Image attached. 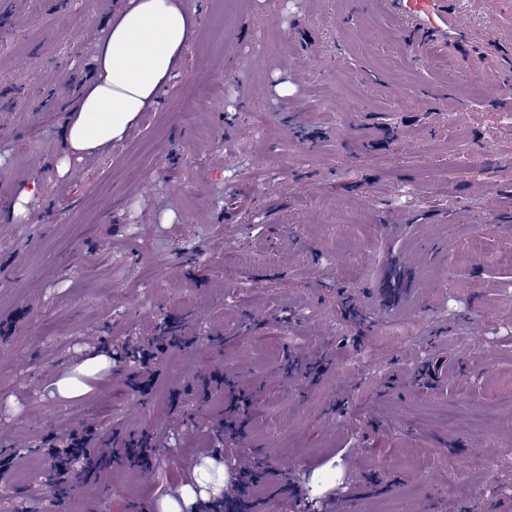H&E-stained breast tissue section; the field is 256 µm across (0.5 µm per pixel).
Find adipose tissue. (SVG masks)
Segmentation results:
<instances>
[{"label": "adipose tissue", "instance_id": "obj_1", "mask_svg": "<svg viewBox=\"0 0 512 512\" xmlns=\"http://www.w3.org/2000/svg\"><path fill=\"white\" fill-rule=\"evenodd\" d=\"M198 19L186 0H122L96 46L97 79L82 91L64 137L77 154L103 153L153 111L175 79Z\"/></svg>", "mask_w": 512, "mask_h": 512}]
</instances>
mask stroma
<instances>
[{
    "label": "stroma",
    "mask_w": 512,
    "mask_h": 512,
    "mask_svg": "<svg viewBox=\"0 0 512 512\" xmlns=\"http://www.w3.org/2000/svg\"><path fill=\"white\" fill-rule=\"evenodd\" d=\"M195 2L160 107L80 158L61 130L121 0L0 12V195L41 188L27 222L0 206V512H53L48 452L81 425L149 432L161 464L112 463L65 512L222 487V397L193 393L217 373L252 393L233 456L316 495L344 478L334 512H512V392L488 383L512 374V0H460L435 60L367 0ZM392 272L412 300L383 298ZM168 328L191 342L150 388L93 355Z\"/></svg>",
    "instance_id": "stroma-1"
}]
</instances>
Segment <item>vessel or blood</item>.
I'll list each match as a JSON object with an SVG mask.
<instances>
[{"mask_svg": "<svg viewBox=\"0 0 512 512\" xmlns=\"http://www.w3.org/2000/svg\"><path fill=\"white\" fill-rule=\"evenodd\" d=\"M388 18L404 22V38L415 51L437 53L449 26L457 25V7L449 0H388Z\"/></svg>", "mask_w": 512, "mask_h": 512, "instance_id": "b4317fda", "label": "vessel or blood"}]
</instances>
